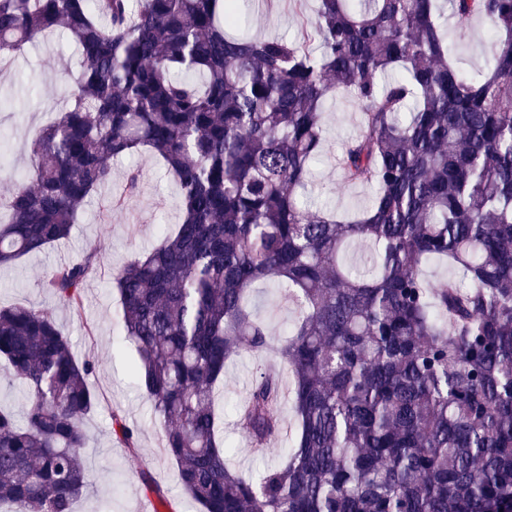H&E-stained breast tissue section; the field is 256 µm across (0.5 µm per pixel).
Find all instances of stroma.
<instances>
[{
    "instance_id": "obj_1",
    "label": "stroma",
    "mask_w": 512,
    "mask_h": 512,
    "mask_svg": "<svg viewBox=\"0 0 512 512\" xmlns=\"http://www.w3.org/2000/svg\"><path fill=\"white\" fill-rule=\"evenodd\" d=\"M316 7V0H267L264 11L250 12L243 32L254 38L300 37L311 30ZM78 76V54L61 31L25 46L13 60L0 65V196L12 189L17 178L30 174L29 145L66 108L68 92ZM328 109L312 199L316 208L351 214L365 204L370 188L345 182L338 155L342 143L359 131L361 108L340 94L330 99ZM132 169L140 174V190L134 198L125 199L123 207H115V200L124 198L126 174ZM164 172L159 159L146 150L117 161L110 186L86 205L68 241L0 271V307L23 303L52 312L76 358L96 362L89 383L98 397V408L84 420L90 441L83 450L94 489L76 502L74 512H140L150 497L141 480L145 472L164 489L170 512H198L179 485L175 462L162 448L163 432L152 404L131 375L134 348L112 344L119 308L116 271L132 255L156 246L162 230L181 220L180 197ZM93 248L98 251L96 267L83 286V309L76 315L43 283L58 265ZM251 303L275 342L298 316L297 306L280 289L264 284L254 288ZM269 369L282 383H289L287 366L272 350L245 346L224 378V436L238 449L229 462L246 475L280 463L289 446L283 435L264 451H248V440L237 424V410L246 401L255 376ZM116 413L137 428V452H130L115 435L112 416Z\"/></svg>"
}]
</instances>
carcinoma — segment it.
Here are the masks:
<instances>
[{
  "label": "carcinoma",
  "mask_w": 512,
  "mask_h": 512,
  "mask_svg": "<svg viewBox=\"0 0 512 512\" xmlns=\"http://www.w3.org/2000/svg\"><path fill=\"white\" fill-rule=\"evenodd\" d=\"M242 7L0 0V64L55 29L80 60L68 107L31 142V183L0 197V268L69 239L113 161L148 150L183 217L116 274L118 326L200 512H512V0H318L300 39L229 34ZM476 19L493 34L468 73L448 21ZM336 91L363 108L343 177L374 188L352 219L300 202ZM96 259L45 286L80 311ZM432 262L451 273L427 280ZM258 283L300 307L278 348L295 431L283 464L244 477L216 404L229 360L270 346ZM0 360L26 395L21 423L0 407V505L74 512L93 488L96 362L22 305L0 308ZM280 400L260 373L238 411L252 448L278 434ZM112 421L136 452L137 430Z\"/></svg>",
  "instance_id": "cac0c4a2"
}]
</instances>
